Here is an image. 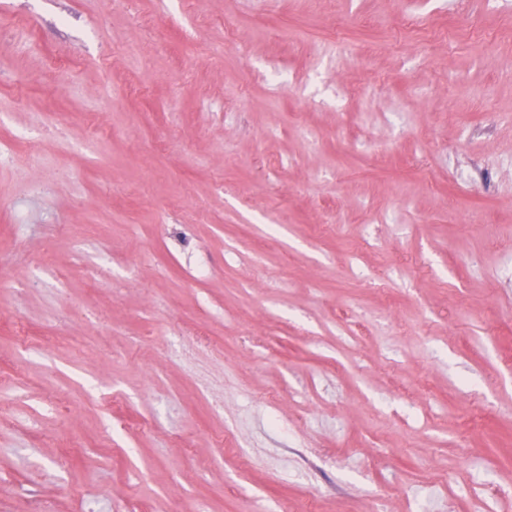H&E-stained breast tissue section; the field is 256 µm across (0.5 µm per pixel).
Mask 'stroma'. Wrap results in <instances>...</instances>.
Here are the masks:
<instances>
[{"label":"stroma","instance_id":"stroma-1","mask_svg":"<svg viewBox=\"0 0 512 512\" xmlns=\"http://www.w3.org/2000/svg\"><path fill=\"white\" fill-rule=\"evenodd\" d=\"M1 4L0 512H512V0Z\"/></svg>","mask_w":512,"mask_h":512}]
</instances>
